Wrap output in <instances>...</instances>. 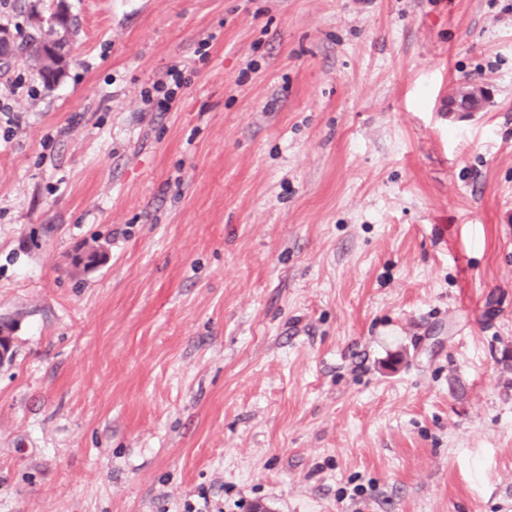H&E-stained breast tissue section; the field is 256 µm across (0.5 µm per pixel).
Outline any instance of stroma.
<instances>
[{
    "label": "stroma",
    "mask_w": 512,
    "mask_h": 512,
    "mask_svg": "<svg viewBox=\"0 0 512 512\" xmlns=\"http://www.w3.org/2000/svg\"><path fill=\"white\" fill-rule=\"evenodd\" d=\"M62 6L0 69V512H512V0L0 26ZM154 96L150 91L143 92V102L148 112H167L171 110L179 90L183 87L182 71L178 66H171L165 72L164 78L153 83ZM489 102L490 95L485 87L476 83H464L458 85L448 97V109L452 112H474ZM453 107L457 110H453Z\"/></svg>",
    "instance_id": "35a3bbf8"
}]
</instances>
